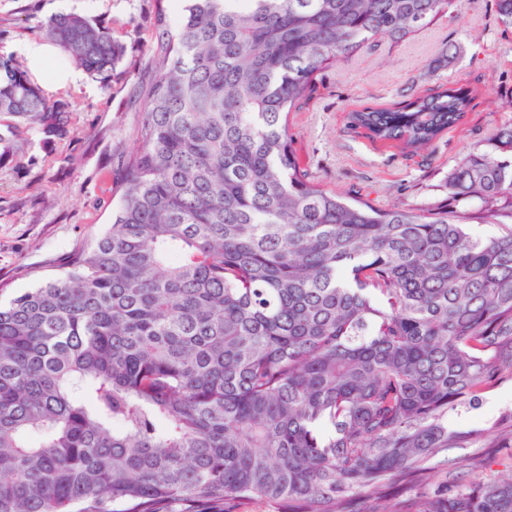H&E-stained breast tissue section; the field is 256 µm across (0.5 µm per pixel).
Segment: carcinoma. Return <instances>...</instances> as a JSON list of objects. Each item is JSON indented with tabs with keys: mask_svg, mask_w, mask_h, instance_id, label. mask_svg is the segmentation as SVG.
<instances>
[{
	"mask_svg": "<svg viewBox=\"0 0 512 512\" xmlns=\"http://www.w3.org/2000/svg\"><path fill=\"white\" fill-rule=\"evenodd\" d=\"M112 224L0 305V512H512V468L455 460L448 412L512 373V229L376 209L299 164L288 114L317 76L401 42L452 0H183ZM46 38L103 87L124 55L77 14ZM438 85L348 114L408 151L474 107ZM64 104L0 55V115L48 133ZM449 193L512 207V124L462 158ZM468 479L444 481L448 465Z\"/></svg>",
	"mask_w": 512,
	"mask_h": 512,
	"instance_id": "carcinoma-1",
	"label": "carcinoma"
}]
</instances>
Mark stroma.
<instances>
[{"label":"stroma","instance_id":"obj_1","mask_svg":"<svg viewBox=\"0 0 512 512\" xmlns=\"http://www.w3.org/2000/svg\"><path fill=\"white\" fill-rule=\"evenodd\" d=\"M181 20L180 0H0V54L24 63L21 45L45 36L43 21L61 13L108 27L124 57L111 89L82 69L56 100L66 103L61 134L21 127L20 148L0 145V303L34 287L38 276L95 239L112 220V185L136 147L144 92L153 82L157 15ZM475 89L476 107L459 127L417 153L402 152L348 130L346 116L387 106L440 84ZM512 123V28L503 27L495 0H456L450 14L395 45L363 47L324 71L316 92L290 113L293 148L310 178L324 189L378 208L446 207L468 232L489 238L512 228V217L490 224L478 203L453 201L448 173L464 156L486 149L499 127ZM512 423V375L478 406L449 413L448 427L477 435Z\"/></svg>","mask_w":512,"mask_h":512}]
</instances>
